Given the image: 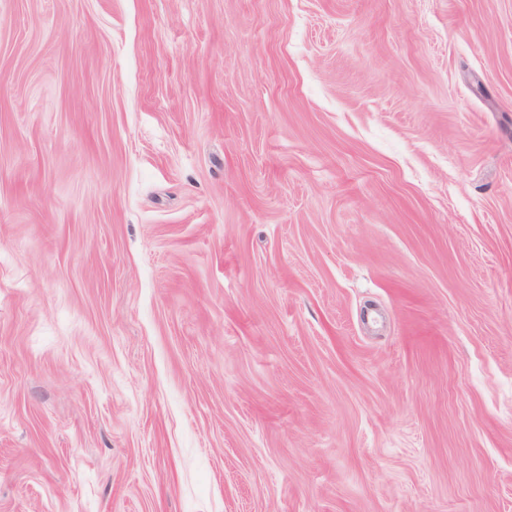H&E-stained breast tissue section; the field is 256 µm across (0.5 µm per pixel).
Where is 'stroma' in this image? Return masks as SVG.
<instances>
[{"label":"stroma","mask_w":512,"mask_h":512,"mask_svg":"<svg viewBox=\"0 0 512 512\" xmlns=\"http://www.w3.org/2000/svg\"><path fill=\"white\" fill-rule=\"evenodd\" d=\"M0 512H512V0H0Z\"/></svg>","instance_id":"35a3bbf8"}]
</instances>
